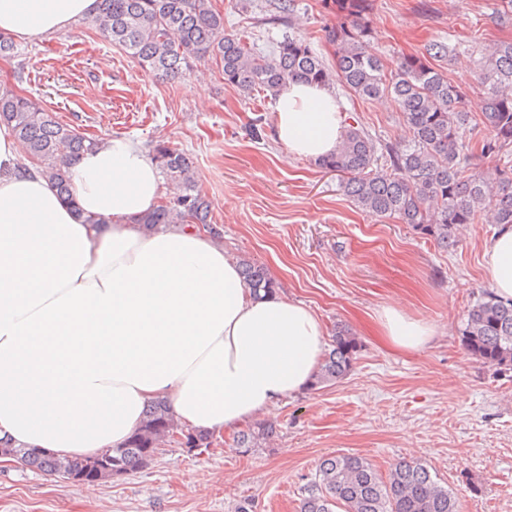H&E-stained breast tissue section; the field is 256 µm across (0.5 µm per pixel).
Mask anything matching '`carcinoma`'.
Listing matches in <instances>:
<instances>
[{
  "label": "carcinoma",
  "mask_w": 512,
  "mask_h": 512,
  "mask_svg": "<svg viewBox=\"0 0 512 512\" xmlns=\"http://www.w3.org/2000/svg\"><path fill=\"white\" fill-rule=\"evenodd\" d=\"M333 4L342 18L328 32L335 44L334 69L300 35H287L271 55L255 51L243 38L224 32V15L213 9L211 0H99L94 24L107 41L141 67L167 79L180 77L191 61L207 56L221 63L224 81L248 94L262 91L275 96L288 83L304 81L323 86L339 82L361 98L388 95L408 124L412 143L378 146L364 130L351 126L336 152L318 165L346 176L344 191L358 206L394 218L444 248L453 244L460 224H512V164L497 165L489 173L471 167L477 153L482 157L512 153V42L478 50L476 76L486 94L488 135L475 141L467 134L464 93L428 62L430 58L444 60L456 48L435 42L426 55H403L390 70L364 50L370 34L368 0H333ZM0 124L11 130L59 195L73 202L69 165L97 141L8 88H0ZM153 158L174 185V195L142 223L149 228L196 224L221 237L212 221L211 204L197 186L191 160L165 143L154 146ZM380 159L384 160L381 166ZM239 263L255 297L278 291L262 266L249 259ZM461 336L476 362L497 373L511 371L512 301L483 294L467 311ZM360 348L352 332L336 331L333 348L319 365L310 389L344 378ZM176 434L189 449L211 444L207 434L178 429L169 405L155 401L125 445L98 459L112 457L114 473L145 468L159 447ZM272 435V426L256 423L240 432L236 443L249 452ZM0 452L60 477L80 476L91 468L89 459L61 460L33 449L0 445ZM300 512H460V503L420 463L400 461L383 476L361 456L333 455L321 462Z\"/></svg>",
  "instance_id": "1"
}]
</instances>
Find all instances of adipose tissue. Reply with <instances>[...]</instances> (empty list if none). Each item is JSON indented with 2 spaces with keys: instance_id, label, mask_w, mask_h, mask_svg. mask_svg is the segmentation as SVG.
Instances as JSON below:
<instances>
[{
  "instance_id": "ef3b65f1",
  "label": "adipose tissue",
  "mask_w": 512,
  "mask_h": 512,
  "mask_svg": "<svg viewBox=\"0 0 512 512\" xmlns=\"http://www.w3.org/2000/svg\"><path fill=\"white\" fill-rule=\"evenodd\" d=\"M98 0H0V33L80 39ZM287 157L332 153L343 123L326 87L292 83L276 99ZM72 202L0 127V440L62 456L120 447L149 404L179 427L220 433L309 387L324 347L318 316L275 295L254 298L222 241L189 224L146 231L161 196L153 157L123 137L69 170ZM496 295L512 299V225L484 244ZM405 349L432 325L384 307Z\"/></svg>"
}]
</instances>
